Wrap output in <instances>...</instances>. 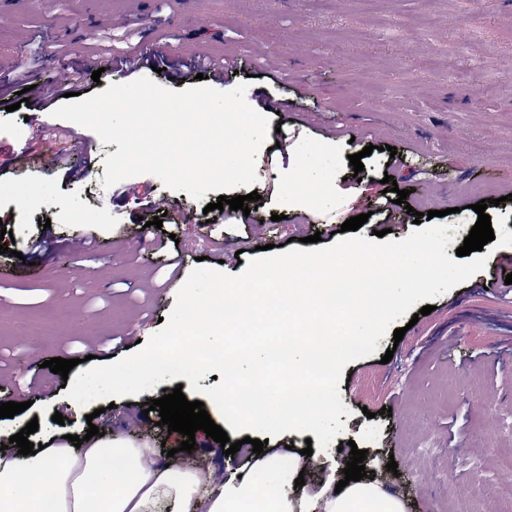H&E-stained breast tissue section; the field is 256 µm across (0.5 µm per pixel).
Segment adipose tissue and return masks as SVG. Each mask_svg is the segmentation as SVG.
I'll return each instance as SVG.
<instances>
[{"mask_svg": "<svg viewBox=\"0 0 512 512\" xmlns=\"http://www.w3.org/2000/svg\"><path fill=\"white\" fill-rule=\"evenodd\" d=\"M111 460L123 461L124 472L112 474ZM317 464L260 455L249 475L219 482L205 457L164 464L149 441L113 428L78 449L53 440L33 455L0 451V512H404L398 496L366 480L295 495L297 473Z\"/></svg>", "mask_w": 512, "mask_h": 512, "instance_id": "obj_1", "label": "adipose tissue"}]
</instances>
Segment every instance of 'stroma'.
Listing matches in <instances>:
<instances>
[{
	"instance_id": "stroma-1",
	"label": "stroma",
	"mask_w": 512,
	"mask_h": 512,
	"mask_svg": "<svg viewBox=\"0 0 512 512\" xmlns=\"http://www.w3.org/2000/svg\"><path fill=\"white\" fill-rule=\"evenodd\" d=\"M11 25L0 27V59L36 71L52 82L57 67L81 71L74 91L90 97L112 79L107 69L119 53L162 36V72L151 63L128 73L175 91L198 84L233 89L247 82V103L267 111V146L256 163L257 183L227 190V197L257 190L260 200L249 223L233 210L206 211L217 192L195 200L173 192L151 175L105 188L103 161L117 144L53 117L46 104L40 126L28 107L0 112V226L12 232L11 252L0 254V313L39 324L40 336L24 341L12 327L0 330V401L23 402L19 418L0 420V431L16 433L18 421L37 420V433L85 435L134 422L158 459L182 437L161 425L145 403L170 394L165 380L135 396L102 399L100 416L72 405L60 375L45 360L95 355L110 364L139 350L156 333L159 318L174 306L177 281L197 263L241 274L260 246L291 249L292 239L320 234L335 243L329 226L367 214L358 233L372 238L390 229L407 237L416 213H432L433 224L452 226L455 256L478 215L474 203L491 199L487 213L504 218L512 232V0H10ZM234 61L222 83L211 73L190 83L174 70L196 63L199 50ZM99 80H92L93 71ZM94 151H72L74 137ZM32 158L17 159L18 143ZM371 155H363L365 146ZM59 157L51 170L36 162L44 151ZM362 153L354 173L349 157ZM394 176L409 190L405 205L386 206L381 181ZM141 201L177 203L190 221L152 227L153 212L135 223L119 194ZM51 231H44L43 221ZM177 237L159 250L162 233ZM93 237L92 249L73 244ZM223 260L211 257L212 243ZM491 252L483 271L434 299L436 314L424 328H404L401 341L385 336L376 354L348 363L339 383L344 417L340 441L367 453L366 470L401 497L405 512H455L459 489H467L474 512H502L492 490L503 478L499 457L512 453V363L500 360L512 348V297L489 288L498 259ZM472 302L490 315L486 332L463 335L464 317L455 304ZM136 329H129V321ZM390 355L382 363V355ZM375 370L369 394L353 399L354 377ZM389 414H382V407ZM62 413L63 423L53 422ZM196 454L207 455L217 479L248 475L249 456L224 455L219 443L195 434ZM319 464L304 476L305 492L342 480L348 451H313ZM396 461L390 472L388 461Z\"/></svg>"
}]
</instances>
